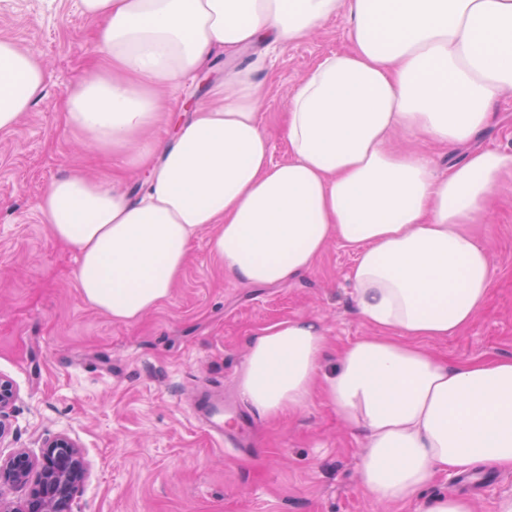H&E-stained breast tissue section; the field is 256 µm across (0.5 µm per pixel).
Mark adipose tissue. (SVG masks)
I'll return each mask as SVG.
<instances>
[{
	"label": "adipose tissue",
	"instance_id": "ef3b65f1",
	"mask_svg": "<svg viewBox=\"0 0 512 512\" xmlns=\"http://www.w3.org/2000/svg\"><path fill=\"white\" fill-rule=\"evenodd\" d=\"M103 18L99 68L67 88L63 121L88 148L148 166L138 195L74 168L36 207L77 255L84 300L133 322L166 299L191 243L225 274L276 286L310 271L334 241L355 252L352 295L373 336L325 368L321 324L293 318L253 333L238 376L244 400L276 418L321 395L364 442L361 485L417 512H474L431 493L444 472L512 466V358L451 364L424 341L467 327L494 278L467 227L485 220L512 155L472 148L512 92V0H80ZM351 47L325 55L290 95L286 161L272 163L263 87L237 71L172 141L149 139L163 92L214 58L258 41L281 48L327 19ZM37 57L0 39V130L39 100ZM402 130L468 153L436 175L430 157L388 148Z\"/></svg>",
	"mask_w": 512,
	"mask_h": 512
}]
</instances>
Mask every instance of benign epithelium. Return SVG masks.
Here are the masks:
<instances>
[{"label":"benign epithelium","instance_id":"obj_1","mask_svg":"<svg viewBox=\"0 0 512 512\" xmlns=\"http://www.w3.org/2000/svg\"><path fill=\"white\" fill-rule=\"evenodd\" d=\"M17 399L13 380L0 376V439L6 434L5 416ZM80 446L66 433L44 441L41 455L19 449L0 459V512H13L5 496L14 487H29L24 512H67L76 488L85 480Z\"/></svg>","mask_w":512,"mask_h":512}]
</instances>
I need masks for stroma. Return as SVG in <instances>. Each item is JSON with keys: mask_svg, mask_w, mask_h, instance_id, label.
<instances>
[{"mask_svg": "<svg viewBox=\"0 0 512 512\" xmlns=\"http://www.w3.org/2000/svg\"><path fill=\"white\" fill-rule=\"evenodd\" d=\"M101 25L80 0H0V38L32 52L46 72L38 102L0 131V375L19 392L0 457L19 448L40 453L61 432L76 440L88 473L69 512H414L412 504L380 502L362 489V438L321 401L277 420L240 402L248 419L243 448L213 438L191 407L201 389L238 399L239 369L257 331L316 319L332 363L343 347L371 335L351 296L350 247L331 243L310 273L256 287L227 277L202 235L170 296L138 321H114L84 301L75 254L52 237L38 198L74 166L107 181L123 177L131 191L148 176L128 167L123 154L81 149L62 118L67 87L102 59ZM349 46L345 22L335 17L286 47L258 44L216 58L168 91L171 109L154 133L171 140L176 124L190 119V103L252 65L264 86L260 115L271 159L285 161L289 95L325 54ZM473 145L512 154V96L498 102L493 124ZM471 230L490 254L494 280L469 326L426 342L451 363L512 356V176ZM434 489L470 496L475 512H494L512 495V469L444 474Z\"/></svg>", "mask_w": 512, "mask_h": 512, "instance_id": "1", "label": "stroma"}]
</instances>
